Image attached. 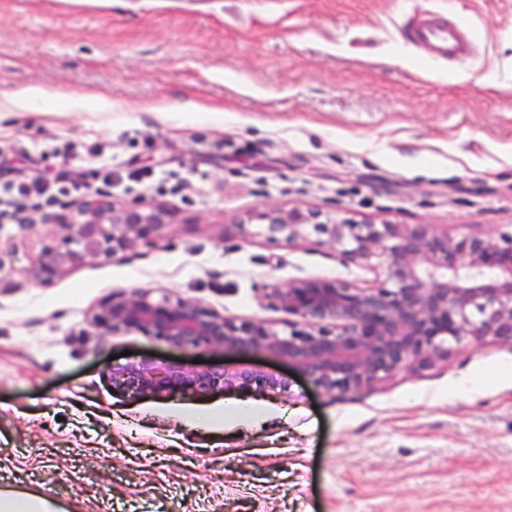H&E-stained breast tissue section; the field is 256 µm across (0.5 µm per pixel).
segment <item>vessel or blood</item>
<instances>
[{
  "mask_svg": "<svg viewBox=\"0 0 512 512\" xmlns=\"http://www.w3.org/2000/svg\"><path fill=\"white\" fill-rule=\"evenodd\" d=\"M409 38L435 60H452L473 52L466 27L436 15L418 19L409 30Z\"/></svg>",
  "mask_w": 512,
  "mask_h": 512,
  "instance_id": "1",
  "label": "vessel or blood"
}]
</instances>
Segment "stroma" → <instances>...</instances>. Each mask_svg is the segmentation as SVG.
I'll use <instances>...</instances> for the list:
<instances>
[{
	"instance_id": "1",
	"label": "stroma",
	"mask_w": 512,
	"mask_h": 512,
	"mask_svg": "<svg viewBox=\"0 0 512 512\" xmlns=\"http://www.w3.org/2000/svg\"><path fill=\"white\" fill-rule=\"evenodd\" d=\"M464 23L469 57L425 58L407 19ZM21 87L46 99L13 100ZM116 206L175 212L119 259L33 271L71 226L0 220V499L50 512H512V345L336 396L290 375L250 393L133 395L113 365L239 361L93 316L146 289L287 331L272 286L377 271L317 235L261 233L266 207L512 233V0H0V199L58 155ZM252 217L248 234L236 224Z\"/></svg>"
}]
</instances>
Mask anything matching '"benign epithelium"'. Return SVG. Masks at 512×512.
Listing matches in <instances>:
<instances>
[{
  "label": "benign epithelium",
  "instance_id": "1",
  "mask_svg": "<svg viewBox=\"0 0 512 512\" xmlns=\"http://www.w3.org/2000/svg\"><path fill=\"white\" fill-rule=\"evenodd\" d=\"M68 247L49 250L35 277L50 281L74 260L118 258L152 240L173 213L144 203L115 208L102 195L78 209ZM258 219L272 241L295 243L314 231L352 263L381 270L361 287L306 279L271 288L270 298L296 318L284 333L242 322L191 300L153 299L134 289L106 298L95 313L105 332L138 331L171 348L261 352L287 361L320 390L342 394L400 370L431 366L451 344L491 339L512 344V235L450 236L429 224L358 223L340 212L269 207ZM135 394H205L251 389L285 393L288 378L249 364L188 366L143 359L112 369Z\"/></svg>",
  "mask_w": 512,
  "mask_h": 512
}]
</instances>
